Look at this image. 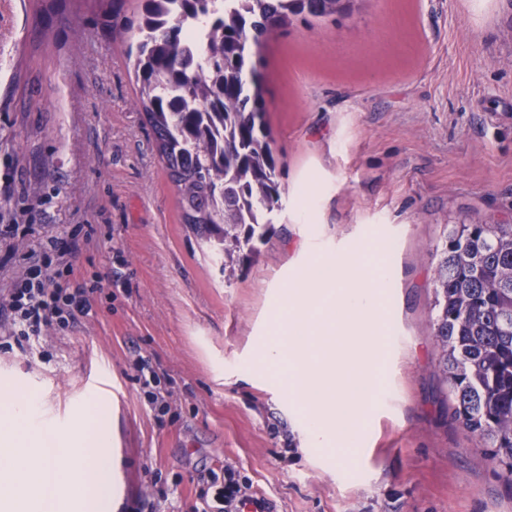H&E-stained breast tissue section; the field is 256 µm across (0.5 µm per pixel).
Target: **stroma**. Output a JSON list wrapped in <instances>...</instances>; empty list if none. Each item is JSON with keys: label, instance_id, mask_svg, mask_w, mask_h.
<instances>
[{"label": "stroma", "instance_id": "35a3bbf8", "mask_svg": "<svg viewBox=\"0 0 512 512\" xmlns=\"http://www.w3.org/2000/svg\"><path fill=\"white\" fill-rule=\"evenodd\" d=\"M111 28L101 0H0L10 216L36 233L98 225L79 273L130 281L49 332L45 357L0 350V384L37 392L62 428L85 396L110 407L117 512H193L199 474L225 466L272 512H512V485L448 408L430 334L445 225L512 224V0H364L342 25L264 44L283 209L229 280L180 222ZM374 239L390 270L383 395L359 447L315 450L274 377L240 369L316 255ZM139 358L163 410L133 379ZM98 373L107 389L89 384Z\"/></svg>", "mask_w": 512, "mask_h": 512}]
</instances>
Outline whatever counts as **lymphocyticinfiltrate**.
<instances>
[{"instance_id":"f902f5d3","label":"lymphocytic infiltrate","mask_w":512,"mask_h":512,"mask_svg":"<svg viewBox=\"0 0 512 512\" xmlns=\"http://www.w3.org/2000/svg\"><path fill=\"white\" fill-rule=\"evenodd\" d=\"M19 226L0 224V268L21 261L22 271L11 283L7 305L0 307V348L36 349L47 330L72 329L92 310V299L101 282L77 278L75 258L92 242V232L83 235L46 234L24 255H16L10 242ZM206 489L200 490L195 512H242L253 503L265 512L264 498L243 491L235 472L209 473Z\"/></svg>"}]
</instances>
